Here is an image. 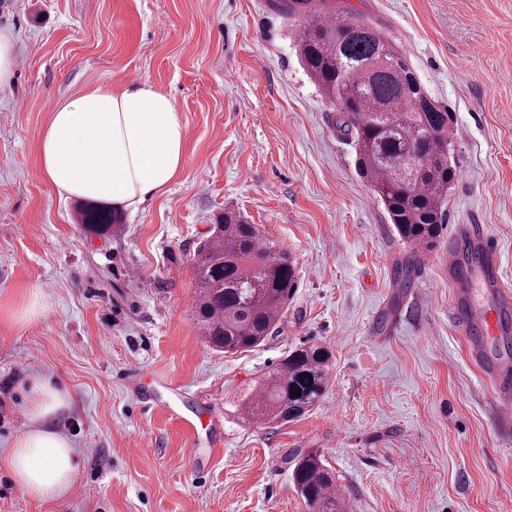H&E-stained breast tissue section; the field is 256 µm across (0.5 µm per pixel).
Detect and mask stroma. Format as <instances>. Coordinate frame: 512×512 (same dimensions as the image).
Instances as JSON below:
<instances>
[{
  "label": "stroma",
  "instance_id": "stroma-1",
  "mask_svg": "<svg viewBox=\"0 0 512 512\" xmlns=\"http://www.w3.org/2000/svg\"><path fill=\"white\" fill-rule=\"evenodd\" d=\"M405 53L453 115L450 224H481L512 283V0H332ZM14 79L0 88V448L30 425L36 380L76 404L59 418L77 477L51 512H304L295 453L321 452L352 512H512V425L448 322V230L416 253L356 167L353 141L272 0H0ZM132 71L186 128L179 176L120 231L76 221L38 154L63 99ZM231 210L294 262L286 322L213 350L195 320V252ZM417 261L414 301L396 269ZM38 291L39 314L15 316ZM333 353L304 418L245 423L234 396L310 344ZM168 384L179 414L142 404ZM213 424L190 429L203 408Z\"/></svg>",
  "mask_w": 512,
  "mask_h": 512
}]
</instances>
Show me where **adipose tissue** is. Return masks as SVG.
Listing matches in <instances>:
<instances>
[{"label":"adipose tissue","mask_w":512,"mask_h":512,"mask_svg":"<svg viewBox=\"0 0 512 512\" xmlns=\"http://www.w3.org/2000/svg\"><path fill=\"white\" fill-rule=\"evenodd\" d=\"M186 130L172 98L151 83L93 86L61 102L39 142L44 175L57 192L138 208L180 174ZM29 428L0 448V467L39 503L59 502L75 480L76 452L53 427L73 407L49 382H36Z\"/></svg>","instance_id":"ef3b65f1"}]
</instances>
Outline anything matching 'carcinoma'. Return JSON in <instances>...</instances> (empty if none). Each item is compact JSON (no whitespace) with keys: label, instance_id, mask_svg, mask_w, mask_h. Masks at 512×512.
Masks as SVG:
<instances>
[{"label":"carcinoma","instance_id":"cac0c4a2","mask_svg":"<svg viewBox=\"0 0 512 512\" xmlns=\"http://www.w3.org/2000/svg\"><path fill=\"white\" fill-rule=\"evenodd\" d=\"M321 12L300 20L298 52L314 82L336 107V126L353 139L359 173L386 209L398 233L429 246L448 221L445 201L451 118L423 92L404 53L360 17L321 24ZM91 232L119 226L116 212L86 204L78 212ZM196 321L215 351L236 353L262 344L285 317L297 287L292 261L260 229L232 211L220 217L194 263ZM330 351L317 344L291 350L239 396L243 417L284 424L311 411L326 394ZM301 391L296 395L295 391ZM293 488L305 512H348L336 475L317 451L294 457Z\"/></svg>","mask_w":512,"mask_h":512}]
</instances>
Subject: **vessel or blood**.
<instances>
[{
    "mask_svg": "<svg viewBox=\"0 0 512 512\" xmlns=\"http://www.w3.org/2000/svg\"><path fill=\"white\" fill-rule=\"evenodd\" d=\"M444 266L453 290L448 319L489 383L498 418L511 422L512 285L504 281L499 246L483 225H455Z\"/></svg>",
    "mask_w": 512,
    "mask_h": 512,
    "instance_id": "b4317fda",
    "label": "vessel or blood"
}]
</instances>
